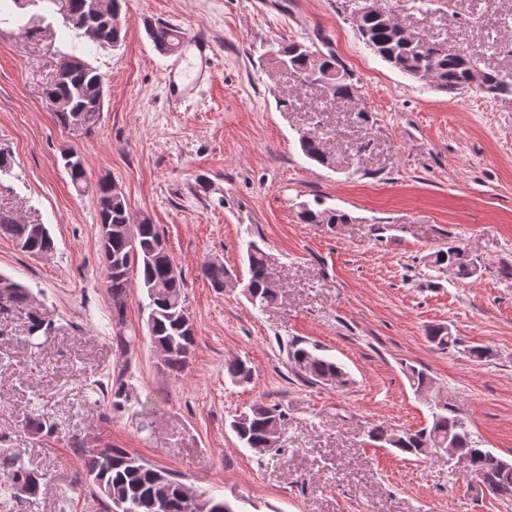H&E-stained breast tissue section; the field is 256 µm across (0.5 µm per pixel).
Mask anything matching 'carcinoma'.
I'll return each instance as SVG.
<instances>
[{"label": "carcinoma", "mask_w": 512, "mask_h": 512, "mask_svg": "<svg viewBox=\"0 0 512 512\" xmlns=\"http://www.w3.org/2000/svg\"><path fill=\"white\" fill-rule=\"evenodd\" d=\"M359 17L358 31L381 58L400 72L417 80H428L434 86L450 94L473 85L496 94L512 93V85L505 83L498 74L480 69L461 50H451L440 43H422L406 35L403 27L389 14L382 15L366 4ZM65 28L76 35L94 27L93 43L99 48L118 46L124 38L123 30L112 27L109 19L93 15L92 0H67L63 13ZM183 36L179 28L170 24H158L149 29V37L158 51H163ZM275 63L294 72L302 69L320 72L334 69L338 60L332 53L321 58L312 57V51L300 43H290L277 50ZM104 82V75L74 53L60 54L59 69L54 80L45 89V102L50 106L56 100L67 102V108L56 111L58 123L69 130L80 128L90 132L98 123L104 103L90 94L92 85ZM332 96L351 99L356 87L349 79L334 82L330 88ZM303 154L322 165L336 164V158L326 151L325 144L317 139L302 138ZM63 167L75 188H80L86 177V169L78 152L62 155ZM100 243L104 256L105 278L112 298L124 299L133 288L143 289L149 299L147 320L149 337L154 347L167 350L162 363L163 370L179 376L189 365L195 346V329L185 312L186 295L182 276L173 273L172 259L158 225L146 219L138 225L136 235H127L132 224L129 203L126 197L111 195L109 182L98 181L96 188ZM305 224H339L346 215L334 210H312L301 212ZM25 225L16 222L10 213L0 212V238L12 241L20 238ZM41 232L28 237L26 253L37 257L55 250V240L46 225H39ZM268 255L255 242L247 247L249 278L245 283L252 300L258 308L270 306L277 301L278 291L268 287ZM202 274L212 287L222 288L231 277L224 264L204 262ZM0 280L10 277L0 275ZM12 281V280H10ZM15 290L0 294L15 304L29 299L24 285L12 281ZM443 327L428 330L427 338L440 350L457 346V340L442 333ZM288 363L294 372L308 380L343 388L350 382L345 368L336 360L320 353L316 345L307 348L292 340L287 345ZM228 377L237 384L252 379V367L242 359L225 364ZM431 425L417 431H404L398 438L390 439L388 445L399 453L416 458L435 456L431 449L448 438L457 440L461 455L467 457L471 474L479 480L495 482L497 497L512 501V470L505 473L500 466L501 456L478 447L469 428V421L455 404L446 401L431 405ZM284 413L276 404L255 402L231 422L238 440L247 448H264L270 438L282 432ZM0 468L10 474L11 484L21 483L25 496L36 498L41 493L42 477L18 465L9 456L0 457ZM83 470L90 484L106 499L107 510L119 512H187L191 488L174 478L168 471L131 455L122 448H96L84 455Z\"/></svg>", "instance_id": "1"}]
</instances>
